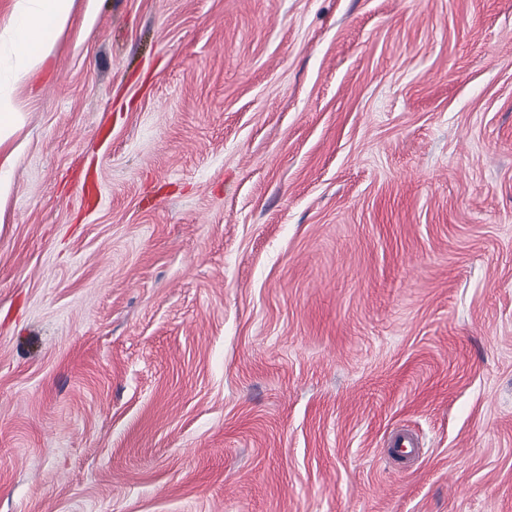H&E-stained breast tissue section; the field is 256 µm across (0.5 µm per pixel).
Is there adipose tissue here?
<instances>
[{
    "instance_id": "1",
    "label": "adipose tissue",
    "mask_w": 512,
    "mask_h": 512,
    "mask_svg": "<svg viewBox=\"0 0 512 512\" xmlns=\"http://www.w3.org/2000/svg\"><path fill=\"white\" fill-rule=\"evenodd\" d=\"M74 0H19L6 58L0 59V172L12 167V141L23 124L11 97L27 85L71 21Z\"/></svg>"
}]
</instances>
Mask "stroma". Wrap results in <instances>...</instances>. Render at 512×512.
Returning <instances> with one entry per match:
<instances>
[{
	"label": "stroma",
	"instance_id": "35a3bbf8",
	"mask_svg": "<svg viewBox=\"0 0 512 512\" xmlns=\"http://www.w3.org/2000/svg\"><path fill=\"white\" fill-rule=\"evenodd\" d=\"M14 102L0 512H512V0H74ZM390 447L401 456L416 458L420 453V448L416 439L406 430L397 431L391 440Z\"/></svg>",
	"mask_w": 512,
	"mask_h": 512
}]
</instances>
